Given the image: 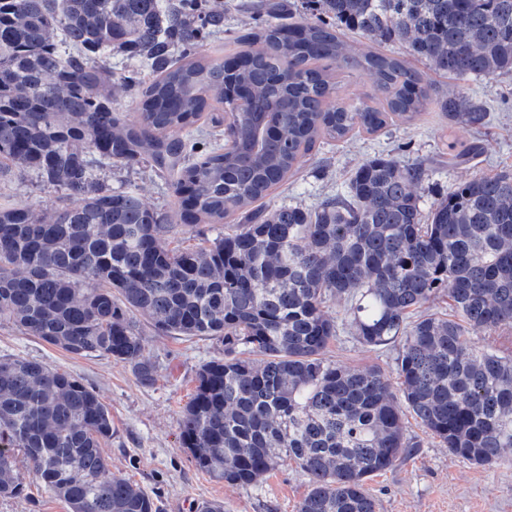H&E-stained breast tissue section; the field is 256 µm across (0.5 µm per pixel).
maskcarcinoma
<instances>
[{
  "instance_id": "cac0c4a2",
  "label": "carcinoma",
  "mask_w": 512,
  "mask_h": 512,
  "mask_svg": "<svg viewBox=\"0 0 512 512\" xmlns=\"http://www.w3.org/2000/svg\"><path fill=\"white\" fill-rule=\"evenodd\" d=\"M306 2L321 18L288 25V0L260 4L265 25L240 38L246 66L226 71L192 54L224 32L208 0H0V177L32 174L69 200L41 213L0 205V321L106 356L143 386L157 367L138 319L219 341L224 356L201 365L180 417L195 465L250 487L293 464L310 483L298 512H379L367 482L422 447L407 412L473 465L512 459V356L470 337L512 330V173L460 181L426 214V169L382 156L315 209L264 199L316 144L412 122L428 104L405 61L352 58L344 32L403 43L467 83L512 72V0ZM124 50L148 80L115 78L108 60ZM352 60L381 99L338 98L319 62ZM132 83L130 119L112 101ZM238 85L250 105L226 110L224 140L185 164V132ZM439 104L451 122L485 123L459 88ZM139 162L170 177L175 215L101 177ZM198 224L224 231L177 243ZM443 298L451 318L433 309ZM332 304L360 345L396 348L395 377L326 357ZM111 438L108 408L78 378L0 356V498L23 495L22 464L70 512H157L142 486L110 475L100 445Z\"/></svg>"
}]
</instances>
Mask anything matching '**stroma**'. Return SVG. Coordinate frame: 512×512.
<instances>
[{"instance_id": "stroma-1", "label": "stroma", "mask_w": 512, "mask_h": 512, "mask_svg": "<svg viewBox=\"0 0 512 512\" xmlns=\"http://www.w3.org/2000/svg\"><path fill=\"white\" fill-rule=\"evenodd\" d=\"M224 31L209 39L200 54L221 59L235 57L239 38L260 28L264 20L251 0H223ZM382 52L408 60L430 90V100L412 123L396 122L375 134H355L341 141L317 144L298 171L267 197L268 207L300 204L309 208L327 196L343 194L355 169L365 160L393 157L402 164L423 165L427 177L421 190V208L445 195L451 184L475 175L512 172V74H501L466 84L433 72L425 62L412 59L398 43L382 45ZM464 87L487 107L484 126L472 130L449 124L437 104L441 94ZM472 152L462 165L449 164L451 155ZM116 190H133L154 207L175 213L177 200L170 181L158 178L146 165L104 170ZM61 194L30 177L0 179V204L28 203L37 211L60 206ZM145 355L158 367L152 386H141L131 370L104 356L76 357L0 324V356L22 355L71 374L91 387L112 415V438L102 447L112 476L132 481L152 492L160 512H196L198 503L218 500L224 512H297L309 489L298 469L285 466L263 483L239 487L215 480L199 470L181 446L179 418L196 385L199 367L222 354L211 339L191 340L156 334L141 323ZM330 360L346 366L373 365L393 372L394 349L370 350L339 330L331 345ZM409 434L422 446L387 473L368 481L379 512H512V463L491 469L449 454L437 440L424 435L412 416H405ZM26 494L1 499L0 512H68L32 478H25Z\"/></svg>"}]
</instances>
